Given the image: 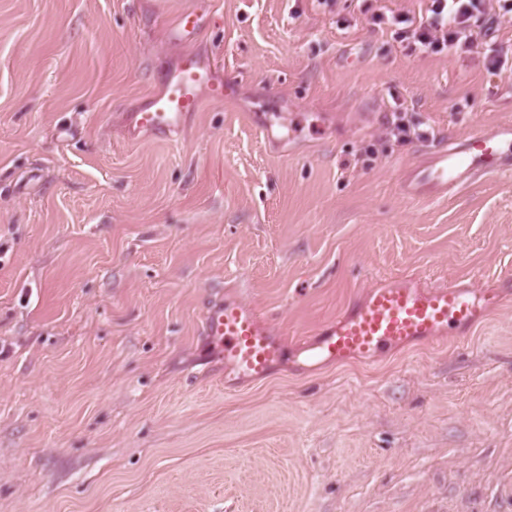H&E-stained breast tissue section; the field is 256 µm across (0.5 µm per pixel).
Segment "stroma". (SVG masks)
I'll list each match as a JSON object with an SVG mask.
<instances>
[{"label": "stroma", "mask_w": 512, "mask_h": 512, "mask_svg": "<svg viewBox=\"0 0 512 512\" xmlns=\"http://www.w3.org/2000/svg\"><path fill=\"white\" fill-rule=\"evenodd\" d=\"M197 6L204 32L174 41ZM425 7L0 0V512H512V176L401 190L442 141L512 120V74L488 69L512 17L462 55L369 23ZM187 51L233 98L170 138L134 128ZM405 275L507 297L375 363L302 353ZM232 297L291 353L234 385L202 332Z\"/></svg>", "instance_id": "obj_1"}]
</instances>
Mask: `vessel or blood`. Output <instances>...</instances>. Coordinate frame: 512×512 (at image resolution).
<instances>
[{
    "mask_svg": "<svg viewBox=\"0 0 512 512\" xmlns=\"http://www.w3.org/2000/svg\"><path fill=\"white\" fill-rule=\"evenodd\" d=\"M218 70L217 58L182 54L162 90L133 113L134 126L167 138L199 109L201 95L224 103L234 84ZM511 174L512 122L504 121L472 129L463 139L442 145L426 164L412 170L403 189L409 195L445 196L475 179ZM502 303L500 291L493 288L456 282L428 287L415 277H389L324 326L309 350L322 362L375 360L408 345L468 333ZM203 328L219 348L225 368L239 376L263 377L284 355L280 339L262 315L236 299L209 304Z\"/></svg>",
    "mask_w": 512,
    "mask_h": 512,
    "instance_id": "b4317fda",
    "label": "vessel or blood"
}]
</instances>
